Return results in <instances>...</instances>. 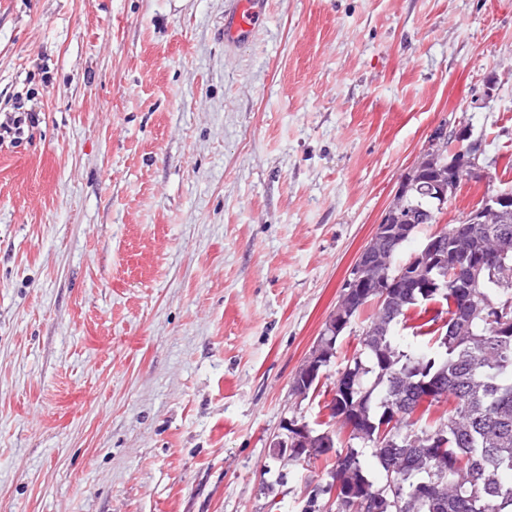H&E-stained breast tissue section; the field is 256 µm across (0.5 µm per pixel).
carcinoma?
Returning <instances> with one entry per match:
<instances>
[{
  "instance_id": "cac0c4a2",
  "label": "carcinoma",
  "mask_w": 512,
  "mask_h": 512,
  "mask_svg": "<svg viewBox=\"0 0 512 512\" xmlns=\"http://www.w3.org/2000/svg\"><path fill=\"white\" fill-rule=\"evenodd\" d=\"M453 143L439 139L422 158L426 162L403 175L407 184L399 197L398 233L367 246L376 262L367 270L368 287L356 299L340 296L337 310L354 321L370 305L375 311L360 338V350L347 360L352 388L334 386L325 403L330 421L323 428L309 427L315 437L327 434L330 446L320 449L306 464L331 458L329 482L315 489L308 500L313 512L318 495L329 494L334 512H512V224H480L473 250L486 254L487 267L473 300L482 310L452 333L420 330L435 335L425 352L404 351L397 345L398 328L417 305L448 304L447 288L424 294L422 288H404L394 280L402 270L432 272L433 257H417L395 264V257L421 224H436L443 210L423 191V184L444 175L440 164L427 161L431 151L448 155ZM388 282L382 296L376 284ZM342 333L328 330L317 341L320 373L336 354ZM427 383L437 385L436 397L416 413L406 408ZM320 390L319 381L306 382L303 370L293 377V394L306 398ZM448 407L439 415L433 408ZM339 430L369 448L385 480L377 486L369 478L362 452L355 446L338 449ZM390 437L387 446L380 437Z\"/></svg>"
}]
</instances>
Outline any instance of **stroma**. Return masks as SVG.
<instances>
[{
  "label": "stroma",
  "instance_id": "1",
  "mask_svg": "<svg viewBox=\"0 0 512 512\" xmlns=\"http://www.w3.org/2000/svg\"><path fill=\"white\" fill-rule=\"evenodd\" d=\"M0 0V512H304L292 379L436 130L512 185V0ZM264 4V0H233L231 11L224 17L226 40L235 45L249 42L262 21ZM14 115L7 122H0V145L10 138V143H15L24 133V128H35L39 125L40 115L36 112H12Z\"/></svg>",
  "mask_w": 512,
  "mask_h": 512
}]
</instances>
